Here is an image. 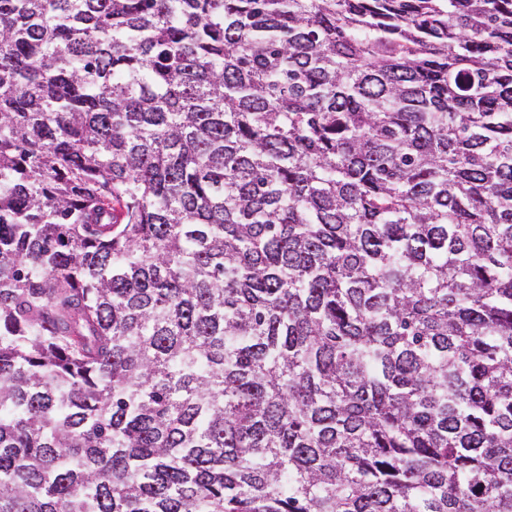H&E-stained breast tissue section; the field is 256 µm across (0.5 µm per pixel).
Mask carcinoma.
<instances>
[{"label": "carcinoma", "mask_w": 512, "mask_h": 512, "mask_svg": "<svg viewBox=\"0 0 512 512\" xmlns=\"http://www.w3.org/2000/svg\"><path fill=\"white\" fill-rule=\"evenodd\" d=\"M0 512H512V0H0Z\"/></svg>", "instance_id": "1"}]
</instances>
